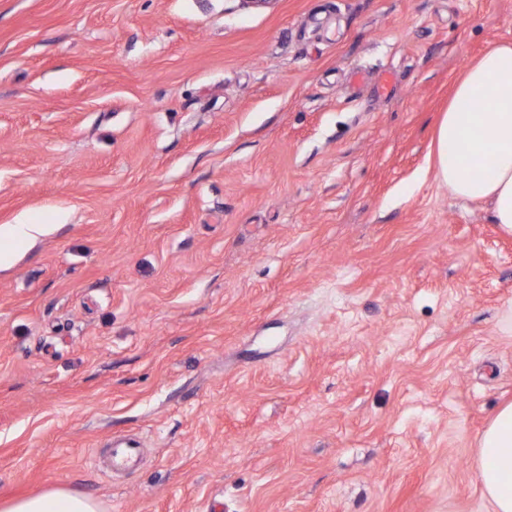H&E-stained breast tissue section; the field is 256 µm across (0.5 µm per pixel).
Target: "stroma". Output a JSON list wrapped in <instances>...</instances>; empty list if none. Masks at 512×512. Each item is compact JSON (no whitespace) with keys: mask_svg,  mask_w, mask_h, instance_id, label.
<instances>
[{"mask_svg":"<svg viewBox=\"0 0 512 512\" xmlns=\"http://www.w3.org/2000/svg\"><path fill=\"white\" fill-rule=\"evenodd\" d=\"M512 0H0V501L488 512L512 235L436 178ZM133 435L140 465L98 448ZM1 512H102L99 501L80 491L50 488L0 505Z\"/></svg>","mask_w":512,"mask_h":512,"instance_id":"stroma-1","label":"stroma"}]
</instances>
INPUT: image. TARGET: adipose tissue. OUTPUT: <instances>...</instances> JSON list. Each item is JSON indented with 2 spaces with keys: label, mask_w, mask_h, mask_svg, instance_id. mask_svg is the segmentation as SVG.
<instances>
[{
  "label": "adipose tissue",
  "mask_w": 512,
  "mask_h": 512,
  "mask_svg": "<svg viewBox=\"0 0 512 512\" xmlns=\"http://www.w3.org/2000/svg\"><path fill=\"white\" fill-rule=\"evenodd\" d=\"M480 95L472 111L461 100ZM492 158V177L474 170ZM437 178L464 200H490L493 219L512 234V42L488 50L457 84L437 130ZM477 472L491 512H512V403L501 407L478 440ZM0 512H102L93 496L50 488L0 504Z\"/></svg>",
  "instance_id": "1"
}]
</instances>
